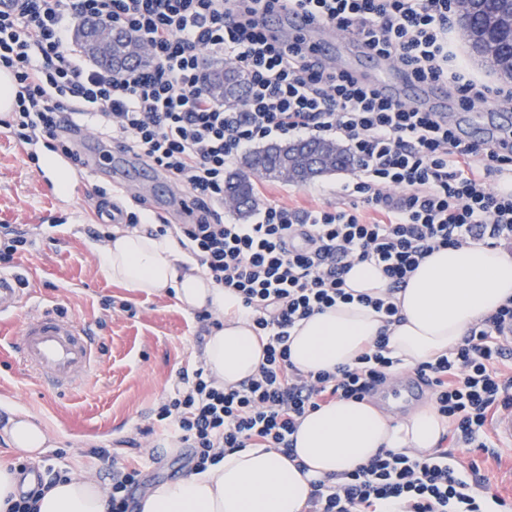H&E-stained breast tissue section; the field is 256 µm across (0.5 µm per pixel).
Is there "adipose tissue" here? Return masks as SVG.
Wrapping results in <instances>:
<instances>
[{"mask_svg": "<svg viewBox=\"0 0 512 512\" xmlns=\"http://www.w3.org/2000/svg\"><path fill=\"white\" fill-rule=\"evenodd\" d=\"M99 253L114 282L146 294L173 292L188 310L219 316L202 350L205 368L230 386L253 375L263 347L251 313L234 291L216 285L198 269L175 265L179 245L170 235L117 228ZM512 297V255L502 248L471 245L434 252L398 293L402 320L384 326L379 314L359 303H339L301 322L290 338L291 360L302 371L353 363L359 349L387 331L393 357L410 366L452 349L475 321ZM446 424L434 407L404 419L386 416L368 402L336 401L310 412L295 435L296 459L263 448L225 453L201 473L153 485L140 512H305L310 482L353 471L382 448L427 452ZM4 431L14 450L37 460L51 444L48 430L28 414ZM307 473H300L298 463ZM108 491L75 476L57 483L37 512H106Z\"/></svg>", "mask_w": 512, "mask_h": 512, "instance_id": "ef3b65f1", "label": "adipose tissue"}]
</instances>
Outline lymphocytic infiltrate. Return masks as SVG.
<instances>
[{
  "label": "lymphocytic infiltrate",
  "mask_w": 512,
  "mask_h": 512,
  "mask_svg": "<svg viewBox=\"0 0 512 512\" xmlns=\"http://www.w3.org/2000/svg\"><path fill=\"white\" fill-rule=\"evenodd\" d=\"M0 12V70L16 86L0 127L82 166L70 134L92 129L102 157L120 149L167 175L193 202L189 224L154 222L147 208L125 224L173 234L202 272L234 290L252 314L263 358L251 377L223 386L204 366L181 371L156 420L203 472L225 452L268 448L295 455L302 419L337 400L366 401L402 376L379 334L353 365L304 372L290 358L299 321L359 302L400 322L397 295L434 250L512 245V142L460 138L438 112H418L315 60L304 39L269 42L258 16L298 9L355 34L417 81L447 85L459 110L511 103L512 85L476 78L450 48L455 0H18ZM91 20L135 36L150 66L119 74L89 63L71 38ZM221 57L247 77L244 102L229 107L203 88L205 62ZM346 142L357 178L342 202L317 209L260 197L248 224L224 220L230 163L251 147L295 137ZM378 266L386 294H354V263ZM512 300L476 321L448 353L411 366L447 425L446 445L426 455L380 449L349 473L312 481L309 512H507L462 448H492L491 416L512 406ZM108 512H134L140 467L107 449Z\"/></svg>",
  "instance_id": "lymphocytic-infiltrate-1"
}]
</instances>
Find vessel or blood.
Listing matches in <instances>:
<instances>
[{"label":"vessel or blood","mask_w":512,"mask_h":512,"mask_svg":"<svg viewBox=\"0 0 512 512\" xmlns=\"http://www.w3.org/2000/svg\"><path fill=\"white\" fill-rule=\"evenodd\" d=\"M270 34L282 32L304 36L316 55L394 98L418 110L444 112L448 109V88L441 84L415 82L399 65L369 51L358 38L337 32L312 20L302 11L282 12L264 17ZM497 122H489L480 112L462 117L465 136L470 140H495L512 130V109H497ZM24 301L16 275L0 272V316L17 309ZM19 352L22 364L45 390L58 394L74 391L97 368L95 342L89 325L54 310L27 318L21 328ZM491 431L500 446L512 447V408L498 412Z\"/></svg>","instance_id":"vessel-or-blood-1"}]
</instances>
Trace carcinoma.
<instances>
[{
    "label": "carcinoma",
    "mask_w": 512,
    "mask_h": 512,
    "mask_svg": "<svg viewBox=\"0 0 512 512\" xmlns=\"http://www.w3.org/2000/svg\"><path fill=\"white\" fill-rule=\"evenodd\" d=\"M508 10L507 0H475L473 25L487 29V33L480 40L470 41L469 51L494 72L507 69L508 58L512 56ZM127 46L128 42L124 40L112 41V49L95 56V63L103 69H110L117 62L126 61ZM245 85L242 73L217 67L210 70L207 88L214 98L230 103L239 101ZM287 166L294 171L293 181L307 182L351 167L352 159L342 146L318 138L286 145L273 144L245 155L240 170L231 174L224 183V192L240 201L242 209L239 214L244 216L254 205L252 178L279 180Z\"/></svg>",
    "instance_id": "1"
}]
</instances>
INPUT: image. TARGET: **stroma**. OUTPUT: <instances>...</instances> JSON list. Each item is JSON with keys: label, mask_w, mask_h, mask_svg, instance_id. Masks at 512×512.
Instances as JSON below:
<instances>
[{"label": "stroma", "mask_w": 512, "mask_h": 512, "mask_svg": "<svg viewBox=\"0 0 512 512\" xmlns=\"http://www.w3.org/2000/svg\"><path fill=\"white\" fill-rule=\"evenodd\" d=\"M37 153L39 163H31L12 134L0 129V225H22L33 242L19 261L25 303L0 317V428L16 411L47 425L52 445L36 465L40 472L51 467L101 481L106 464L95 449L119 453L142 466V495L188 473L189 449L169 453L165 437L140 430L152 425V411L175 388L179 370L199 364L210 328L174 296L147 295L111 280L97 255L90 203L62 193L57 184L63 170L48 171L51 152L41 147ZM353 177L348 170L302 184L260 181L256 189L286 206L319 208L335 202L337 188ZM110 298L128 301L133 313L105 310ZM46 307L79 318L96 336L98 368L71 394L42 390L9 355L21 324ZM129 439L137 448L126 447Z\"/></svg>", "instance_id": "35a3bbf8"}]
</instances>
